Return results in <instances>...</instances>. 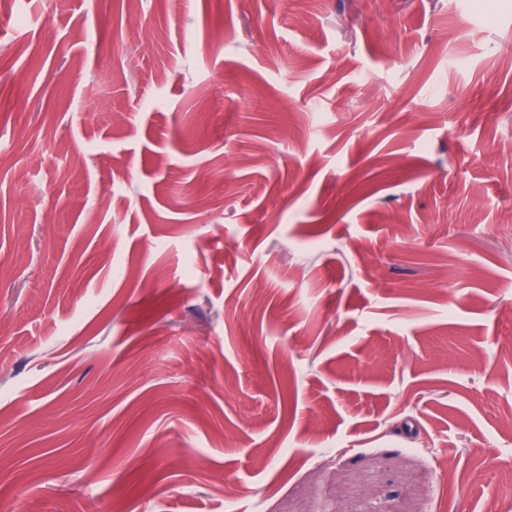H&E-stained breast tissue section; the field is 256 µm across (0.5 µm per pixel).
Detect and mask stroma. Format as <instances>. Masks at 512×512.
<instances>
[{
    "label": "stroma",
    "instance_id": "obj_1",
    "mask_svg": "<svg viewBox=\"0 0 512 512\" xmlns=\"http://www.w3.org/2000/svg\"><path fill=\"white\" fill-rule=\"evenodd\" d=\"M8 0L0 512H512V0Z\"/></svg>",
    "mask_w": 512,
    "mask_h": 512
}]
</instances>
